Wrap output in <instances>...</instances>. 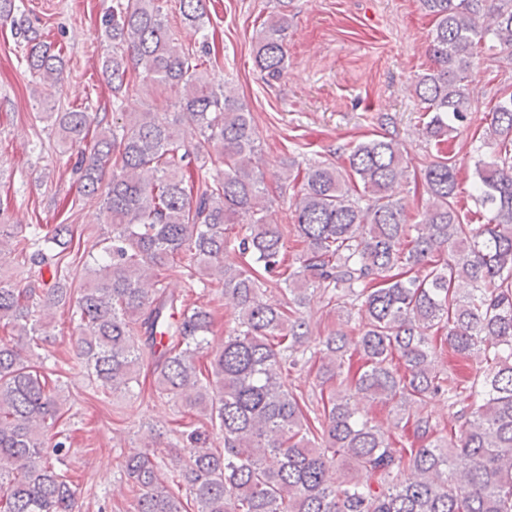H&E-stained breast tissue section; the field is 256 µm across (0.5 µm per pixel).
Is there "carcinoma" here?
<instances>
[{
  "mask_svg": "<svg viewBox=\"0 0 512 512\" xmlns=\"http://www.w3.org/2000/svg\"><path fill=\"white\" fill-rule=\"evenodd\" d=\"M161 2L112 0L102 18L112 40L103 68L113 109L133 71L169 93L177 112H137L110 126L95 121L88 104L50 113L64 143L85 141L97 124L89 155L75 164L81 197L71 208L104 191L112 232L74 292L64 265L73 225L43 235L41 224L23 231L0 216V253L29 272L23 284L0 277V328L38 348L50 311L67 307L79 359L103 393H128L149 358L158 395L196 413L187 456L170 475L146 451L125 460L135 512H188L184 496L194 512H512V92L490 110L482 136L493 154L475 165L479 224L458 209V171L445 147L472 112L464 91L472 59L512 57V0H421L434 21L433 66L418 76L416 94L435 159L415 169L399 143L380 136L353 146L342 171L327 160L288 167L282 179L301 180L289 224L266 196L252 112L234 89L214 87L198 70ZM279 7L253 45L268 84L287 69L288 2ZM179 10L207 37L206 0H179ZM18 11L16 0H0L21 63L49 91L63 57L17 21ZM185 123L196 131L192 140L181 133ZM214 152L224 162L216 176L206 168ZM411 174L427 194L417 224L396 192ZM291 235L305 245L292 271ZM230 250L243 265L224 264ZM161 268L189 291L215 281L234 304L237 328L209 353L205 370L196 359L210 347L213 313L164 285ZM269 282L281 295L274 304L263 300ZM311 288L346 319L360 316L361 334L333 329L310 349L311 324L299 308ZM445 348L478 368L466 387L471 411L440 435L421 408L460 395L442 361ZM22 350L0 339V512H74L77 487L56 467L66 441L48 434L64 405L62 383L27 365ZM351 351L362 364L346 388L307 414L283 369L317 357L331 380ZM364 399L391 404L420 447H395L361 413ZM210 426L223 433L224 450L210 446ZM339 468L346 472L340 485Z\"/></svg>",
  "mask_w": 512,
  "mask_h": 512,
  "instance_id": "obj_1",
  "label": "carcinoma"
}]
</instances>
